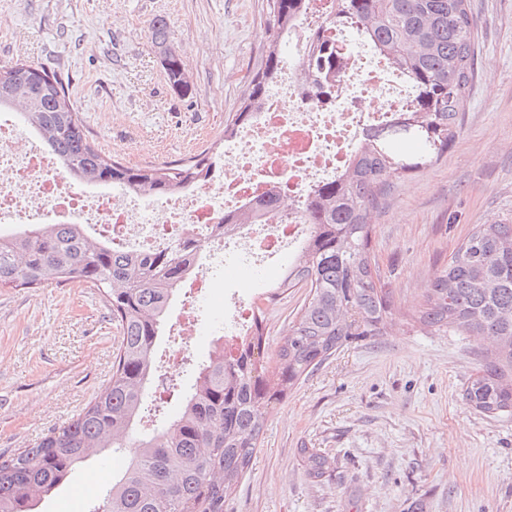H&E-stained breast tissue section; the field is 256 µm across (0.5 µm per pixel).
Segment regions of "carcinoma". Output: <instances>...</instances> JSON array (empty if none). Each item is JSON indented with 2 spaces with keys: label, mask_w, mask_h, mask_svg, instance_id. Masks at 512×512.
Masks as SVG:
<instances>
[{
  "label": "carcinoma",
  "mask_w": 512,
  "mask_h": 512,
  "mask_svg": "<svg viewBox=\"0 0 512 512\" xmlns=\"http://www.w3.org/2000/svg\"><path fill=\"white\" fill-rule=\"evenodd\" d=\"M303 2L267 0L270 46L224 138L250 121L279 75L277 41L293 30ZM333 22L369 39L408 77L415 106L371 133L336 181L311 191L304 216L313 234L276 291L263 297L270 304L281 288L309 289L275 358L265 359V308L257 305L238 354L227 357L223 346L211 345L172 421L133 440L172 298L197 253L176 245L142 257L112 249L78 224H43L0 240V287L76 280L103 293L121 335L112 376L81 413L36 447L0 455V512H37L45 495L104 448L112 449L119 473L92 512H224L252 464L270 408L347 343L383 333L393 303L378 287L372 263L371 214L395 182L438 162L458 135L474 75L477 23L470 0H337ZM151 30L171 86L191 93L183 61L167 42V21L154 19ZM309 68L315 96L331 97L340 68L335 47L316 38ZM16 106L77 181L164 197L206 178L218 156L211 148L186 161L147 166L106 156L90 142L63 84L32 62L0 67V111ZM416 322L429 332L490 338L493 353L464 396L484 415L512 413V222L474 227L448 267L434 275ZM301 455L314 479L333 467L318 448H303Z\"/></svg>",
  "instance_id": "1"
}]
</instances>
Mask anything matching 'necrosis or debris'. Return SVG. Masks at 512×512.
Returning a JSON list of instances; mask_svg holds the SVG:
<instances>
[{
  "mask_svg": "<svg viewBox=\"0 0 512 512\" xmlns=\"http://www.w3.org/2000/svg\"><path fill=\"white\" fill-rule=\"evenodd\" d=\"M336 0H306L295 27L294 66L283 71L252 120L224 144L210 176L163 199L129 191L113 193L79 183L65 171L35 133L20 134L0 115V224H85L113 248L157 254L189 240L200 253L220 250L230 274L250 273L260 260L297 251L312 232L304 204L319 183L337 179L357 145L372 130L409 110L407 78L369 44H352L344 27L333 25ZM333 43L342 69L336 94L317 100L303 70L313 32ZM263 203L260 217L232 231L224 218ZM182 306L174 325L184 346L197 334L193 300L209 291L205 269L182 282ZM254 303L231 293L224 298L222 342L236 353L251 331Z\"/></svg>",
  "mask_w": 512,
  "mask_h": 512,
  "instance_id": "4bbe7bcc",
  "label": "necrosis or debris"
}]
</instances>
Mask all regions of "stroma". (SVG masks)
Returning a JSON list of instances; mask_svg holds the SVG:
<instances>
[{"label": "stroma", "mask_w": 512, "mask_h": 512, "mask_svg": "<svg viewBox=\"0 0 512 512\" xmlns=\"http://www.w3.org/2000/svg\"><path fill=\"white\" fill-rule=\"evenodd\" d=\"M470 3L477 56L460 131L439 162L397 181L371 218L394 313L382 335L347 344L270 410L224 512H512V414H480L464 397L488 344L412 319L475 225L512 220V0ZM157 17L191 95L168 82L152 42ZM268 47L266 0H0V65L31 61L63 79L90 139L129 165L222 146L224 121ZM287 264L272 261L257 282L224 280L211 266L191 356L207 354L226 294L251 296ZM305 296L291 288L267 307L268 354ZM120 340L102 297L81 283L0 287V455L76 417L110 378ZM303 448L332 457L323 481L307 476ZM112 476L106 448L41 512H89Z\"/></svg>", "instance_id": "obj_1"}]
</instances>
